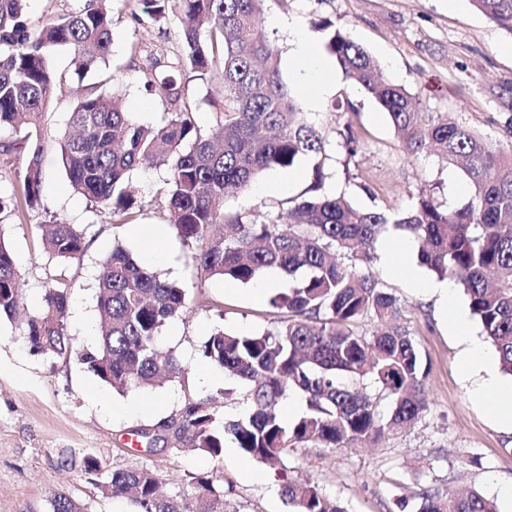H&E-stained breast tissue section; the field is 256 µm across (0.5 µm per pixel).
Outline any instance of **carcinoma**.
<instances>
[{
	"label": "carcinoma",
	"mask_w": 512,
	"mask_h": 512,
	"mask_svg": "<svg viewBox=\"0 0 512 512\" xmlns=\"http://www.w3.org/2000/svg\"><path fill=\"white\" fill-rule=\"evenodd\" d=\"M112 0H84L82 7L46 24L33 23L26 0H0V130L22 131L4 152L24 158L26 206L40 200L44 179L42 120L61 77L47 51L65 47L78 72L107 60L112 48ZM156 23L177 13L180 51L175 61H156L145 86L156 92L167 115L162 126L133 122L112 93L76 88L70 132L60 143L70 188L112 216L129 221L137 199L124 187L137 168L163 167L170 223L191 253L196 278L222 277L249 284L276 269L286 287L270 305L282 323L261 335L217 329L198 349L200 358L246 389L249 410L226 418L212 398H185L154 425L135 431L149 448H194L217 458L227 441L274 471L292 512H344L311 481L288 474V455L314 444L348 448L375 444L385 432L405 427L428 409L429 369L408 327L399 299L370 272L374 243L389 227L405 232L418 263L463 289L471 313L494 347L501 371L512 376V144L494 147L446 113L421 123L414 95L386 79L378 62L332 22L319 25L326 47L350 78L376 100L405 153L429 155L459 167L469 197L444 209L420 195L410 210L393 215L364 210L345 197L318 193L326 159L325 139L302 112L283 80L279 51L260 25L264 0H137ZM490 22L512 34V0H471ZM185 67L203 78L221 68L224 110L208 125L196 119L184 86L172 75ZM313 163L316 195L269 222H247L218 208L261 174ZM45 255L79 259L86 229L53 221L38 225ZM99 345L78 348L67 330L68 286L56 279L44 289L38 311L26 319L32 352L48 359L76 358L102 384L124 395L183 376L157 341L181 318L190 299L181 284L160 276L117 244L105 257L97 283ZM24 307L17 260L0 239V318ZM371 317L386 329L367 337L355 330ZM300 395L304 410L287 420L282 400ZM390 411H379L380 401ZM81 472L112 498L129 497L135 512H229L224 489L207 473H189L193 499L160 491L148 467L105 470L83 457ZM398 512H498L473 490L447 497L431 487L395 500ZM52 512H83L70 496H54Z\"/></svg>",
	"instance_id": "1"
}]
</instances>
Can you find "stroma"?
I'll list each match as a JSON object with an SVG mask.
<instances>
[{"instance_id": "stroma-1", "label": "stroma", "mask_w": 512, "mask_h": 512, "mask_svg": "<svg viewBox=\"0 0 512 512\" xmlns=\"http://www.w3.org/2000/svg\"><path fill=\"white\" fill-rule=\"evenodd\" d=\"M112 52L106 63L75 72L68 49L56 47L49 62L64 80L45 117L50 143L42 156L44 181L39 205L0 211V238L18 261L28 312H36L43 290L56 276L69 285L68 331L76 346L95 347L99 314L97 279L113 244H122L146 262L138 233L160 229L164 261L156 270L187 288L188 312L168 324L158 340L163 352L180 362L181 380L153 391L124 395L100 384L77 360H49L23 341L21 321H0V512H51L54 494L65 493L84 512H134L126 498H108L81 474L84 455L95 456L107 470L146 466L169 492L192 497L186 473L209 472L223 486L232 512H290L281 483L263 465L240 450L212 458L196 450L174 452L156 445L146 451L131 439V430L155 424L179 408L186 396L213 398L220 414L245 413L249 403L242 387L225 378L211 382L213 367L198 355L200 344L215 329L259 334L281 320L268 299L251 298L244 287L219 278L198 282L191 257L177 229L166 219L160 193L164 170H136L129 186L139 210L121 222L95 210L74 194L62 165L59 144L68 130L75 87L117 92L134 121L161 124L164 107L144 88L153 62L177 51L178 25L135 18L136 0H112ZM276 18L300 21L318 50L326 44L316 24L332 21L375 58L391 81L416 97L423 113H450L488 141L507 143L505 119L512 115V35L475 11L469 0H265L260 24L288 52V35L273 27ZM180 80L201 121H212L223 108L220 70L206 79L183 71ZM353 111L343 112L341 104ZM316 123L326 139L323 193L345 196L361 209L402 213L422 194L454 208L467 199L462 171L437 156L405 154L388 118L359 85L339 75L336 90L323 98ZM352 126L360 141L348 155L342 133ZM302 180L281 192L247 188L224 200L225 210L252 222L268 220L281 207L309 195L313 182L308 159L296 161ZM57 220L87 230V251L80 261L59 264L42 251L39 227ZM373 275L404 306V321L431 366L425 381L429 409L413 425L365 448L300 447L288 458L292 477L308 478L335 499L345 512H394V500L422 487L441 492L473 488L497 497L512 484V427L494 419L473 399L457 360L458 349L434 299L419 296L395 277L384 261ZM207 297L209 307L198 304Z\"/></svg>"}]
</instances>
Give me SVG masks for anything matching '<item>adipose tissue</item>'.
<instances>
[{"label":"adipose tissue","mask_w":512,"mask_h":512,"mask_svg":"<svg viewBox=\"0 0 512 512\" xmlns=\"http://www.w3.org/2000/svg\"><path fill=\"white\" fill-rule=\"evenodd\" d=\"M290 50L288 65L302 85L306 86L307 106L316 109L322 98L332 91L336 61L317 54L312 42L293 20L285 21ZM389 258L393 273L411 279L420 292L437 296L449 321V329L459 348L458 358L465 380L470 381L471 395L486 404L499 421L512 424V386L501 385L495 373V362L480 340L474 336L465 312L456 304V286L450 281L429 282L414 278L410 266V246L405 242L390 243L381 249Z\"/></svg>","instance_id":"ef3b65f1"}]
</instances>
